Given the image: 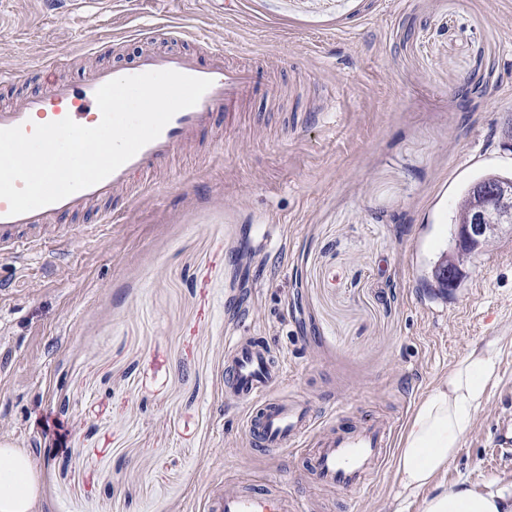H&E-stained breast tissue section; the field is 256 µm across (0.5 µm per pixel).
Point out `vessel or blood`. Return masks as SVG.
Listing matches in <instances>:
<instances>
[{
    "label": "vessel or blood",
    "mask_w": 512,
    "mask_h": 512,
    "mask_svg": "<svg viewBox=\"0 0 512 512\" xmlns=\"http://www.w3.org/2000/svg\"><path fill=\"white\" fill-rule=\"evenodd\" d=\"M61 62L56 54L44 57L41 71L51 78L46 90L13 106L0 105V129L20 126L29 132L34 125L67 117L86 127L96 126L101 120L97 90L123 76L173 70L210 79L212 85L196 106L177 112L157 139L100 183L19 215L10 214L8 202L0 199L1 256H15L49 243L67 245L72 231L69 217L92 212L111 198L125 199L138 179L168 165L178 148L196 142L201 133L213 128L219 111L231 109L257 86L253 68L190 50L147 51L133 65L103 68L78 83L52 79ZM282 373L279 356L264 340L238 336L225 348L224 395L230 401L251 404L245 422L250 442L274 455L293 447L297 438L314 433L313 443L302 453L313 481L327 491L365 488L392 446L391 422L374 415L341 428L337 422L346 410L340 407L322 425H315L306 401L279 392ZM201 512H310V506L291 496L274 477L265 478L260 486L228 479L223 487L209 491Z\"/></svg>",
    "instance_id": "1"
}]
</instances>
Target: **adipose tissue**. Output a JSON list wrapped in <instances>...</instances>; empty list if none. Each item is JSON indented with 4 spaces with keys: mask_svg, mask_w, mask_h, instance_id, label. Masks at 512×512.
Segmentation results:
<instances>
[{
    "mask_svg": "<svg viewBox=\"0 0 512 512\" xmlns=\"http://www.w3.org/2000/svg\"><path fill=\"white\" fill-rule=\"evenodd\" d=\"M494 378L488 353L471 352L417 405L397 458L404 489H430L473 428L486 387ZM41 498L40 471L30 452L0 441V512H38ZM425 512H512V494H480L468 488L431 492Z\"/></svg>",
    "mask_w": 512,
    "mask_h": 512,
    "instance_id": "1",
    "label": "adipose tissue"
}]
</instances>
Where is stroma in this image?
<instances>
[{
    "label": "stroma",
    "mask_w": 512,
    "mask_h": 512,
    "mask_svg": "<svg viewBox=\"0 0 512 512\" xmlns=\"http://www.w3.org/2000/svg\"><path fill=\"white\" fill-rule=\"evenodd\" d=\"M181 26L260 71L258 90L178 150L176 179L111 230L0 256V440L29 449L42 512H199L233 475H273L312 512H424L396 452L360 493L249 447L224 346L267 337L282 391L317 414L416 405L474 350L496 377L437 490L512 492L494 428L512 418V230L452 295L424 284L461 191L512 175V0H0V103L132 65L140 30ZM473 85L461 100L458 92ZM61 420L58 445L44 431Z\"/></svg>",
    "instance_id": "obj_1"
}]
</instances>
